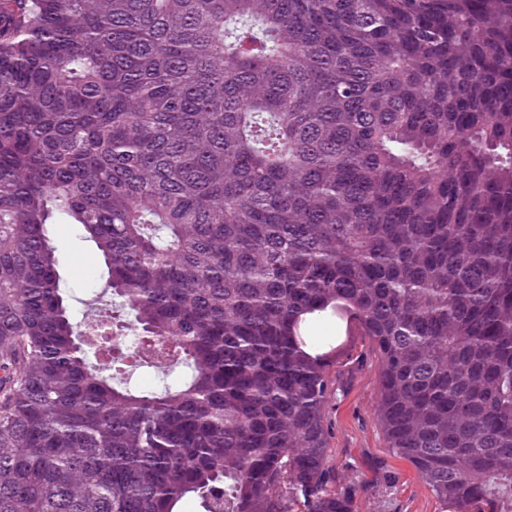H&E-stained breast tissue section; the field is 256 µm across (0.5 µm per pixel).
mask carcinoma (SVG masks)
<instances>
[{
    "instance_id": "cac0c4a2",
    "label": "carcinoma",
    "mask_w": 512,
    "mask_h": 512,
    "mask_svg": "<svg viewBox=\"0 0 512 512\" xmlns=\"http://www.w3.org/2000/svg\"><path fill=\"white\" fill-rule=\"evenodd\" d=\"M59 220L138 326L102 365ZM345 316L387 448L512 512V0H0V512H353ZM50 238L58 259L61 288L78 321L86 310L83 301L95 297L108 279L107 269L98 258L95 244L77 224H51ZM89 278L88 280H86ZM95 289L94 292H91Z\"/></svg>"
}]
</instances>
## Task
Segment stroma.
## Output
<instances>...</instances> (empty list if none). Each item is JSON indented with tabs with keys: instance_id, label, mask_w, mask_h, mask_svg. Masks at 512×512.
<instances>
[{
	"instance_id": "stroma-1",
	"label": "stroma",
	"mask_w": 512,
	"mask_h": 512,
	"mask_svg": "<svg viewBox=\"0 0 512 512\" xmlns=\"http://www.w3.org/2000/svg\"><path fill=\"white\" fill-rule=\"evenodd\" d=\"M50 238L60 285L75 317H83V302L105 287L107 269L79 225H51ZM332 362L333 389L325 409L329 453L337 486L361 488L355 512H448L414 466L386 446L376 415L379 356L357 322H350Z\"/></svg>"
}]
</instances>
